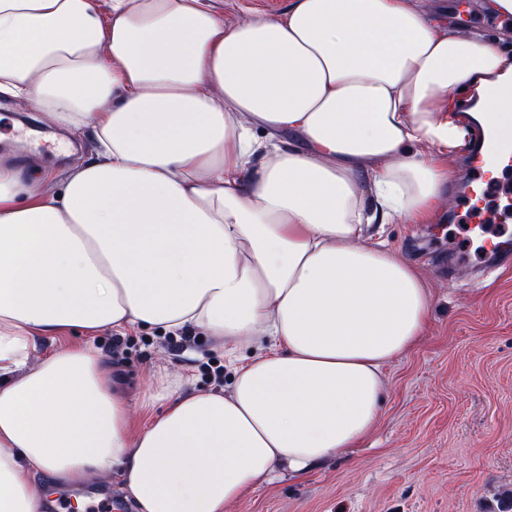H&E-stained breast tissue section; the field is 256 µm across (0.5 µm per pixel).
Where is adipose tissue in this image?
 I'll return each instance as SVG.
<instances>
[{
    "mask_svg": "<svg viewBox=\"0 0 512 512\" xmlns=\"http://www.w3.org/2000/svg\"><path fill=\"white\" fill-rule=\"evenodd\" d=\"M463 92L511 113L512 43L427 0H0V97L95 144L59 178L0 161V512H41L39 475L224 512L361 444L430 319L382 233L445 198ZM137 327L209 336L229 391L163 366L134 404L92 341L35 354ZM225 17L232 21L247 20L249 15L240 9L242 2L264 11H278L287 6V0H223Z\"/></svg>",
    "mask_w": 512,
    "mask_h": 512,
    "instance_id": "adipose-tissue-1",
    "label": "adipose tissue"
}]
</instances>
